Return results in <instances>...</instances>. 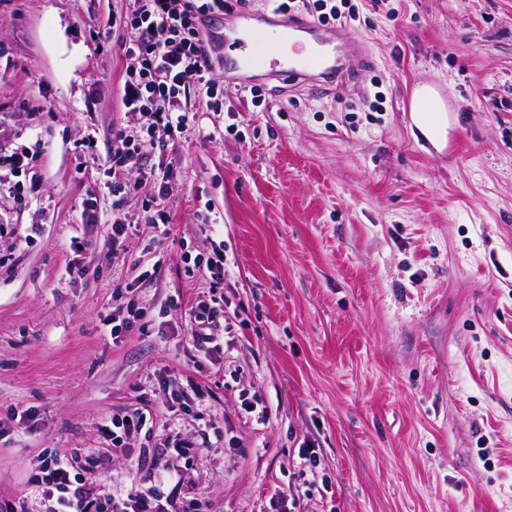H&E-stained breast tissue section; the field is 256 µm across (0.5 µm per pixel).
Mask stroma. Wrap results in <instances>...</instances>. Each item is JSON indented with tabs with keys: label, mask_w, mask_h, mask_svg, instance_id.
<instances>
[{
	"label": "stroma",
	"mask_w": 512,
	"mask_h": 512,
	"mask_svg": "<svg viewBox=\"0 0 512 512\" xmlns=\"http://www.w3.org/2000/svg\"><path fill=\"white\" fill-rule=\"evenodd\" d=\"M353 2L335 49L367 62L342 87L271 81L257 108L213 61L223 111L187 99L207 137L130 174L138 213L164 163L171 222L116 256L108 152L133 120L112 22L131 4L0 0V142L44 143L0 230V417L33 415L0 434V504L35 500L43 457L78 449L173 512H268L311 448L300 512H512V0ZM419 83L456 117L444 151L410 130ZM219 244L224 348L195 359L210 278L188 262ZM131 302L143 316L111 342L100 320ZM188 377L204 396L184 411L158 381ZM142 398L187 447L105 448L103 419Z\"/></svg>",
	"instance_id": "obj_1"
}]
</instances>
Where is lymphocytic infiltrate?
Segmentation results:
<instances>
[{"instance_id":"obj_1","label":"lymphocytic infiltrate","mask_w":512,"mask_h":512,"mask_svg":"<svg viewBox=\"0 0 512 512\" xmlns=\"http://www.w3.org/2000/svg\"><path fill=\"white\" fill-rule=\"evenodd\" d=\"M227 0H133L123 24L120 47L128 61L122 87V103L137 124L120 129L112 139L113 254L125 249L131 221L126 202L133 186L130 170L147 155L164 147L174 136L204 135L197 115L186 105L191 90L206 91L213 110L224 107V92L210 74L206 49V26L227 9ZM41 141L32 146L10 148L0 145V166L9 167L16 182L0 180V206L22 207L26 190L20 176L28 175ZM210 273L207 295L191 308V344L197 351H214L219 346L215 329L224 317V251L213 249L206 259ZM156 433L152 412L136 407L117 413L99 428L100 437L113 447L124 448L141 432ZM107 456L92 453L86 458L49 455L42 459L39 481V512H167L161 497L140 488L118 498L102 475Z\"/></svg>"}]
</instances>
